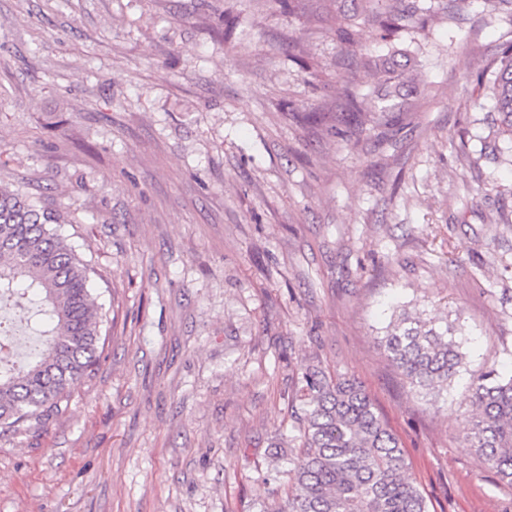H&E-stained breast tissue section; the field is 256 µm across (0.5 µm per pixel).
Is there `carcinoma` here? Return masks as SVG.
<instances>
[{
    "label": "carcinoma",
    "mask_w": 512,
    "mask_h": 512,
    "mask_svg": "<svg viewBox=\"0 0 512 512\" xmlns=\"http://www.w3.org/2000/svg\"><path fill=\"white\" fill-rule=\"evenodd\" d=\"M383 13L369 4L385 32L420 20L414 0ZM368 64L390 81L408 63L393 56ZM491 111L512 134V44L495 71ZM60 215L40 200L0 186V303L26 298L36 344L23 368L12 354L15 329L0 332V432L45 425L69 401L70 389L90 376L101 341L98 308L87 267L51 225ZM387 359L410 388L432 398L447 389L462 364L456 330L400 313L384 336ZM301 454L288 470V512H429L411 477L398 437L355 381L305 368L300 377ZM474 417L467 439L475 452L512 485V377L494 372L472 383Z\"/></svg>",
    "instance_id": "obj_1"
}]
</instances>
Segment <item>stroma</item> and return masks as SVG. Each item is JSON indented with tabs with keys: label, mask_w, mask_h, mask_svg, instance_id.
<instances>
[{
	"label": "stroma",
	"mask_w": 512,
	"mask_h": 512,
	"mask_svg": "<svg viewBox=\"0 0 512 512\" xmlns=\"http://www.w3.org/2000/svg\"><path fill=\"white\" fill-rule=\"evenodd\" d=\"M420 3L384 41L353 0H0V184L60 213L106 337L0 435V512H284L304 364L364 386L430 512H512L465 440L512 375V135L476 86L512 24ZM369 50L416 62L386 120ZM400 308L458 330L437 404L383 354Z\"/></svg>",
	"instance_id": "obj_1"
}]
</instances>
